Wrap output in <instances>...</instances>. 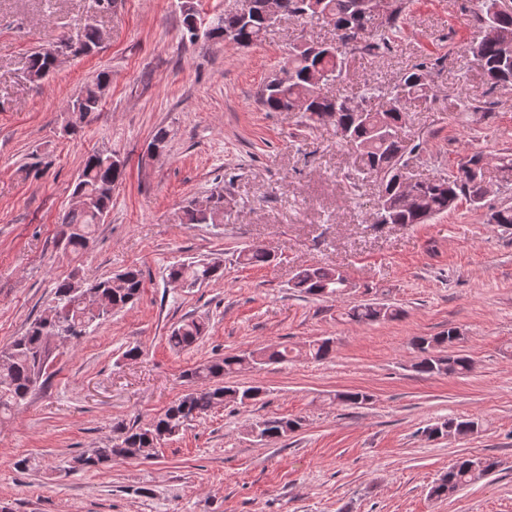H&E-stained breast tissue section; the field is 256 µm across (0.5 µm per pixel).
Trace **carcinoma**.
<instances>
[{
	"label": "carcinoma",
	"mask_w": 512,
	"mask_h": 512,
	"mask_svg": "<svg viewBox=\"0 0 512 512\" xmlns=\"http://www.w3.org/2000/svg\"><path fill=\"white\" fill-rule=\"evenodd\" d=\"M292 12L300 17L326 18L333 23L336 38L342 50L333 48L304 50L296 46L288 52V62L282 69L286 78L275 83L266 82L260 90L258 102L269 112H293L297 104L304 105L300 117L302 124L312 127L330 122L338 129L349 131L345 146L355 155V171L360 175L379 179V203L386 210L392 224H425L457 206L461 199L477 206L484 199V154L474 152L458 166L457 174L439 177L414 184L416 201L408 206L400 192L397 179L401 168L407 165L408 156L415 147L403 145V104L425 95L429 89L426 66L421 64L405 72L396 89L390 94L388 108L383 111L369 107L368 97L359 99L334 97L309 82L310 69L320 68L331 80L341 77L349 55H368L390 50L389 34L398 26L400 13H395L378 25L372 15L365 13L361 0H288ZM478 20L484 36L473 48V56L493 85L512 84V54L504 56L505 44L512 43V13H496L482 8ZM235 29L241 45L248 46L260 39L264 30L260 26L246 27L238 15L220 12L210 19V38L219 39L224 31ZM75 55H90L100 46V31L94 25L78 28L76 39L61 43ZM54 47H40L29 58L30 74L35 81L44 80L55 70ZM110 83V74L101 71L68 102L67 108L81 110V117L89 118L99 111L104 90ZM112 152L96 150L86 156L80 169L74 192L92 198L89 208L76 207L63 219L62 241L72 252L87 247L95 227L102 223L112 205V188L123 180L125 168L112 166ZM212 202L209 213H201L191 206L184 210L188 224L224 223V193L216 192L207 197ZM238 259L243 264L262 265L270 255L260 249H244ZM223 274L222 263L215 260H194L172 264L166 269L169 282H186L192 288L207 284ZM346 276L337 267L309 265L299 269L292 281V288L314 298L337 297L343 294ZM79 282L71 279L55 283L53 297L43 313L30 322L24 334L0 348V417L15 413L25 404L28 396L44 386L47 370L57 346L78 343L94 323L106 319L112 311L121 309L138 298L143 288L141 270L130 267L106 279L90 283V288L109 302V308L98 313L88 309L78 291ZM345 315L353 322H380L394 320L402 315L399 307L382 302H362L348 308ZM206 325L194 318H185L168 336L169 345L177 350L188 349L201 339ZM461 339L460 333L450 327L435 336H417L413 346L419 351L413 368L427 375H465L472 369V360L462 354L441 355L439 347H448ZM332 352L328 339L317 340L304 351L315 361L327 359ZM288 347L262 348L254 351L257 364L288 361ZM242 370L241 356L226 355L208 360L186 371L184 377L194 388L171 403L166 410L149 424H127L123 421L112 425L111 444L95 448L88 454L71 458L68 470H100L112 467L117 460L133 459L143 448H154L160 441L179 433L189 416L199 417L224 403L245 404L258 399L262 389L258 386L229 385L230 379ZM472 420L450 418L424 430L430 439L465 437L470 435ZM301 422L296 419L266 418L256 423L260 439L277 441L296 430ZM498 461L490 456L459 458L448 472L430 487L429 496L449 499L475 481L496 471Z\"/></svg>",
	"instance_id": "carcinoma-1"
}]
</instances>
